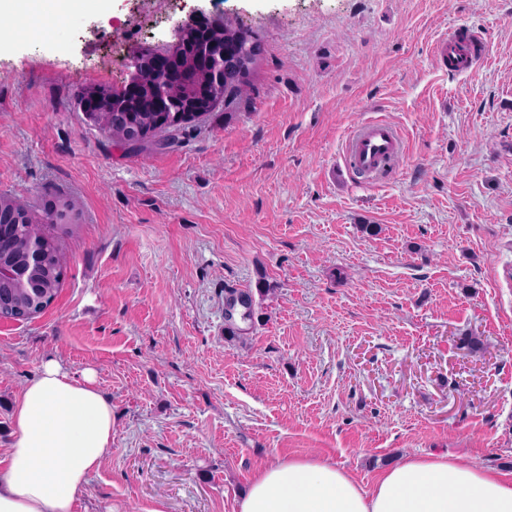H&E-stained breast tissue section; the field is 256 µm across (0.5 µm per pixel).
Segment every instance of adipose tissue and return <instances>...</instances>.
<instances>
[{
    "label": "adipose tissue",
    "mask_w": 512,
    "mask_h": 512,
    "mask_svg": "<svg viewBox=\"0 0 512 512\" xmlns=\"http://www.w3.org/2000/svg\"><path fill=\"white\" fill-rule=\"evenodd\" d=\"M91 0H0V19L60 21ZM0 456V512H75L112 448V404L92 372L44 362L12 409ZM239 512H512V477L445 453L386 468L372 487L328 460L292 458L261 468Z\"/></svg>",
    "instance_id": "adipose-tissue-1"
}]
</instances>
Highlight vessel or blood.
<instances>
[{
  "label": "vessel or blood",
  "mask_w": 512,
  "mask_h": 512,
  "mask_svg": "<svg viewBox=\"0 0 512 512\" xmlns=\"http://www.w3.org/2000/svg\"><path fill=\"white\" fill-rule=\"evenodd\" d=\"M435 54L442 59L461 58L462 70H476L471 48L462 43L458 29L438 40ZM404 149L398 131L382 120H369L354 127L343 146L344 165L350 173L366 181H378L391 174L401 161Z\"/></svg>",
  "instance_id": "b4317fda"
}]
</instances>
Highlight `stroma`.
<instances>
[{"label":"stroma","mask_w":512,"mask_h":512,"mask_svg":"<svg viewBox=\"0 0 512 512\" xmlns=\"http://www.w3.org/2000/svg\"><path fill=\"white\" fill-rule=\"evenodd\" d=\"M196 9L261 41L248 108L116 146L76 91L126 84ZM452 27L478 77L435 56ZM50 29L0 42V192L82 215L55 301L0 321V453L52 358L112 404L76 512H238L275 458L512 472V0H107ZM371 119L406 146L376 183L342 161Z\"/></svg>","instance_id":"stroma-1"}]
</instances>
